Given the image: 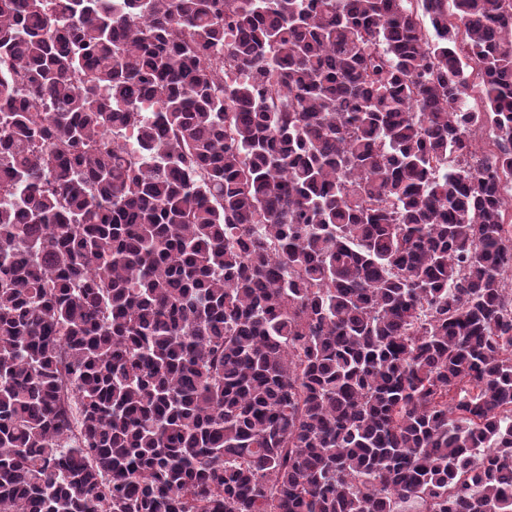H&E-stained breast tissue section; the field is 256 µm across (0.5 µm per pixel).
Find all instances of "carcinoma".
<instances>
[{
	"instance_id": "1",
	"label": "carcinoma",
	"mask_w": 512,
	"mask_h": 512,
	"mask_svg": "<svg viewBox=\"0 0 512 512\" xmlns=\"http://www.w3.org/2000/svg\"><path fill=\"white\" fill-rule=\"evenodd\" d=\"M510 183L512 0H0V512H512Z\"/></svg>"
}]
</instances>
